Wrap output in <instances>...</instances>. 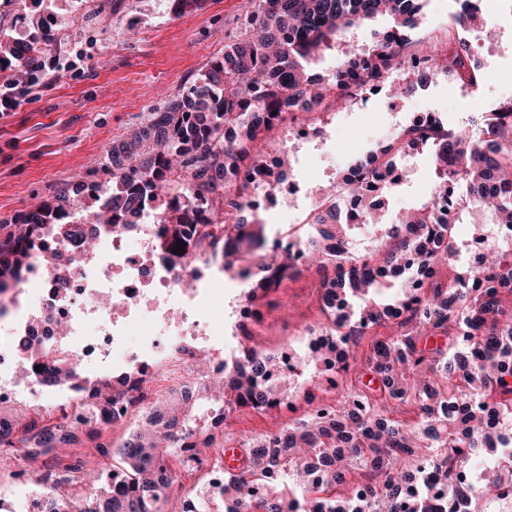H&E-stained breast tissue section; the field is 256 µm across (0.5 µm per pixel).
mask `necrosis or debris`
I'll list each match as a JSON object with an SVG mask.
<instances>
[{
    "label": "necrosis or debris",
    "instance_id": "obj_1",
    "mask_svg": "<svg viewBox=\"0 0 512 512\" xmlns=\"http://www.w3.org/2000/svg\"><path fill=\"white\" fill-rule=\"evenodd\" d=\"M336 112L319 107L286 116L279 137L266 149L268 160L319 134L333 130ZM156 222L137 230H101L95 251L80 253L69 276L57 277L40 260L47 240H38L18 292L0 297V410L25 401L46 408L78 427L82 435L105 428L100 405L86 390L89 378L121 364L130 371L135 394L112 399L115 414L148 413L158 397H172L197 381L194 361L208 352L215 372H223L229 351L201 307L213 295L222 270L213 255L186 248L158 255L152 240ZM66 325L58 333V325ZM33 329L53 345L77 352L76 387L48 396L7 342Z\"/></svg>",
    "mask_w": 512,
    "mask_h": 512
}]
</instances>
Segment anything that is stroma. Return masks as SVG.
<instances>
[{
    "instance_id": "stroma-1",
    "label": "stroma",
    "mask_w": 512,
    "mask_h": 512,
    "mask_svg": "<svg viewBox=\"0 0 512 512\" xmlns=\"http://www.w3.org/2000/svg\"><path fill=\"white\" fill-rule=\"evenodd\" d=\"M244 0H203L201 9L179 13L172 0H14L0 24L28 30L35 13L61 18L46 51L50 54L89 46L85 74L60 75L40 89L33 101L0 118V224H16L78 184L106 182L113 142L121 139L149 113L194 83L207 65L224 53V43L237 32ZM507 86L490 82L479 90L451 88L432 79L398 106L388 98L367 106L349 105L335 132L311 142L301 155L302 176L321 185L335 183L343 166L386 139L396 119L432 112L455 122L476 104L499 106ZM432 178L428 155L415 157V168L389 194L390 212L424 199ZM319 277L307 272L270 292L263 307L268 325L260 348L287 352L300 348L298 328L320 319ZM299 397L268 415L238 413L228 436L261 435L287 426L311 410Z\"/></svg>"
}]
</instances>
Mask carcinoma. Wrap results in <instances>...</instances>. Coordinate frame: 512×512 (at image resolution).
Listing matches in <instances>:
<instances>
[{"label":"carcinoma","instance_id":"cac0c4a2","mask_svg":"<svg viewBox=\"0 0 512 512\" xmlns=\"http://www.w3.org/2000/svg\"><path fill=\"white\" fill-rule=\"evenodd\" d=\"M424 0H247L239 32L224 45L198 81L181 89L147 123L112 144L110 180L93 185L92 215H109L117 231L142 223L143 203L165 233L158 253L180 239L195 240L224 258V274L247 284L243 299L254 314L258 303L295 269L294 244L270 238L269 225L245 207L260 144L282 119L284 104L351 102L350 92L366 79L387 84L397 99L437 77V68L403 69L421 46L417 30ZM458 20L487 22L473 0H454ZM386 16L389 26L372 33L363 51L347 34ZM50 39L47 29L30 33L31 46L0 27V68H22ZM446 44L458 80L480 81L466 39L447 32L430 42L429 54ZM344 46V61L326 77L309 73L312 62ZM427 153L435 169L428 198L390 222L380 207L359 212L348 224L333 206L314 208L310 231L298 242L304 262L348 271L320 283L324 334L306 348L275 356L239 344L224 366V414H268L306 387L336 390L334 404L318 407L288 426L238 441L239 467L224 471L220 498L198 491L182 512H512V241L492 242L482 266L460 256L457 224L512 226V102L492 112H471L450 125L435 116L426 126L397 131L376 143L347 170L356 174L359 194L399 185L394 176L409 154ZM183 188L190 201L213 208V223H184V207L168 199ZM464 202L448 222L444 204ZM80 224L68 194L0 225V294L17 287L31 247L44 234L74 239L86 252L97 247V225ZM368 232L386 247L358 251ZM260 279L253 280L254 275ZM394 287L393 298L378 295ZM396 325L388 336L372 333ZM13 346L48 387L70 381L77 355L52 349L33 332ZM336 350L332 370L325 350ZM202 383L191 397L158 400L159 417H148L116 448L95 445L112 457V484L102 487L97 455L75 457L64 424L36 416L14 417L0 426V448H23L28 460L46 467L45 478L66 490L50 512H166L170 493L185 467L186 441L196 422L210 421L214 377L210 358L199 356ZM331 375H326V372ZM111 381L97 387L104 413H112Z\"/></svg>","mask_w":512,"mask_h":512}]
</instances>
